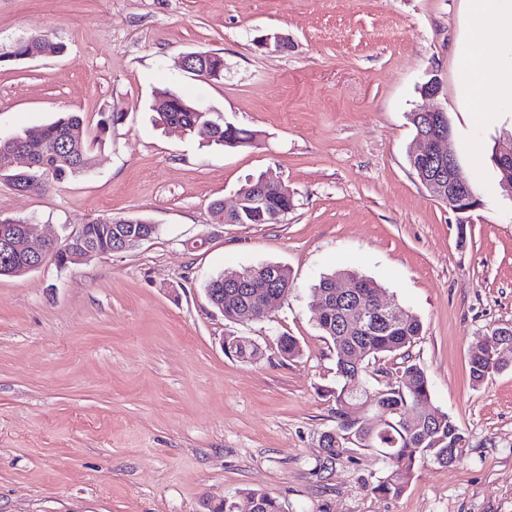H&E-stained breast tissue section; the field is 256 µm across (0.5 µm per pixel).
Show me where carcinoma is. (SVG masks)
Masks as SVG:
<instances>
[{
    "label": "carcinoma",
    "mask_w": 512,
    "mask_h": 512,
    "mask_svg": "<svg viewBox=\"0 0 512 512\" xmlns=\"http://www.w3.org/2000/svg\"><path fill=\"white\" fill-rule=\"evenodd\" d=\"M39 49L46 55H56L63 46L48 36L32 33L15 41L0 52V62H19L25 60L29 49ZM152 111L157 122L163 126H177L186 132H192L203 124L214 127L213 142L226 147L244 146L251 142L250 131L230 128L211 118V113L203 111L196 104L173 94L168 89L155 93ZM121 120V114L111 112L102 116L95 132L87 130L83 117L78 112H66L52 122L38 129L37 133L13 135L0 139V153H8L23 148L31 160V167L11 169L0 176L17 190L27 192L46 191L60 186L72 176L89 169L90 156L95 149L105 143L110 127ZM293 202L271 189L264 198L229 216H224V203L213 204L216 220L229 219L235 224H275L291 210ZM151 231L156 236L159 225L141 218H112L99 216L89 220L81 227L79 247L91 250L96 255L112 252V241L120 236ZM344 277L361 280L360 287L354 289L352 297L340 299L334 294L336 278ZM224 276L210 278L205 290L212 293L211 302L224 311V318L231 320L237 310L245 305H254L257 298L253 291L245 288H230L220 285ZM276 291L288 296L292 280L288 268L276 265ZM380 285L375 281L351 271H335L322 277L312 291L311 311L319 328L333 346L336 358V388L327 391L334 403L336 418V442L328 441L323 446L325 459L335 463L352 451L347 437L357 441V448L383 452L384 469L372 492L381 496H398L406 488L415 468L425 462L433 461L450 466L459 461L467 447V439L462 430L444 412L425 414L423 412L410 417L403 413L390 416L384 434L369 433L366 421L352 410L356 404L371 402L375 405L409 408L427 405L431 399L430 383L425 370L411 361L408 349L421 335L422 324L417 316L408 314L406 319L396 326L379 325L374 333L367 336L359 327L355 315V304L366 300L376 292ZM230 354L245 361L256 360L253 356L254 345L246 336L229 338ZM361 347L365 356L377 358L387 355L403 356V366L394 380L380 388H371L365 381V367L355 369L346 365L343 357L355 348ZM469 377L473 384H481L490 374L497 371L496 363L485 349V344L473 343L468 353ZM246 499L257 503L258 512H280L273 499L256 492L246 493Z\"/></svg>",
    "instance_id": "carcinoma-1"
}]
</instances>
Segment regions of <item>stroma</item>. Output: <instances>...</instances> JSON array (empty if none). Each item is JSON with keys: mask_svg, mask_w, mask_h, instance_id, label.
Returning <instances> with one entry per match:
<instances>
[{"mask_svg": "<svg viewBox=\"0 0 512 512\" xmlns=\"http://www.w3.org/2000/svg\"><path fill=\"white\" fill-rule=\"evenodd\" d=\"M41 31L58 56L0 65V135L78 112L122 113L90 171L22 193L0 181V214L64 238L98 216L160 232L66 269L0 277V512H203L266 494L281 512H512V351L472 386L468 351L512 324V197L483 163L512 133V106L476 117L462 90L468 0H0V46ZM280 33L287 52L258 48ZM193 51L224 58L221 81L178 71ZM440 85L449 149L482 200L459 223L410 166L418 89ZM170 88L254 135L208 144L157 127ZM294 197L276 224L215 220L248 176ZM262 263L294 288L265 318L226 320L210 276ZM350 270L415 314L409 350L430 404L465 433L460 462L419 465L403 493L357 450L324 467L336 385L330 341L310 311L320 275ZM250 338L257 361L225 354ZM300 346L288 359L278 339Z\"/></svg>", "mask_w": 512, "mask_h": 512, "instance_id": "1", "label": "stroma"}]
</instances>
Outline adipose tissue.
Instances as JSON below:
<instances>
[{
	"mask_svg": "<svg viewBox=\"0 0 512 512\" xmlns=\"http://www.w3.org/2000/svg\"><path fill=\"white\" fill-rule=\"evenodd\" d=\"M475 25L488 31L497 46L495 53H484L472 47L463 51L460 66L464 77V92L471 100L499 109L512 86V68L500 56V49L512 47V6L503 0H469Z\"/></svg>",
	"mask_w": 512,
	"mask_h": 512,
	"instance_id": "ef3b65f1",
	"label": "adipose tissue"
}]
</instances>
